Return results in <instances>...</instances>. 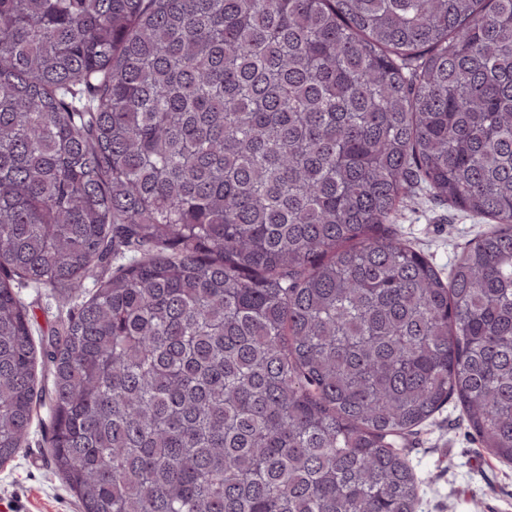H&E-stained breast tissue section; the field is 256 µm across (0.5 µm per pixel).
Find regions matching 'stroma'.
Here are the masks:
<instances>
[{
  "label": "stroma",
  "instance_id": "obj_1",
  "mask_svg": "<svg viewBox=\"0 0 512 512\" xmlns=\"http://www.w3.org/2000/svg\"><path fill=\"white\" fill-rule=\"evenodd\" d=\"M393 229L445 277L468 244L491 226L421 195L400 208ZM13 285L34 316L36 344L46 345L62 332L78 298L22 279ZM46 425L44 412H37L27 446L0 466V512H81L49 461ZM404 446L420 482L417 512H512V464L499 462L473 441L456 400L415 428Z\"/></svg>",
  "mask_w": 512,
  "mask_h": 512
}]
</instances>
